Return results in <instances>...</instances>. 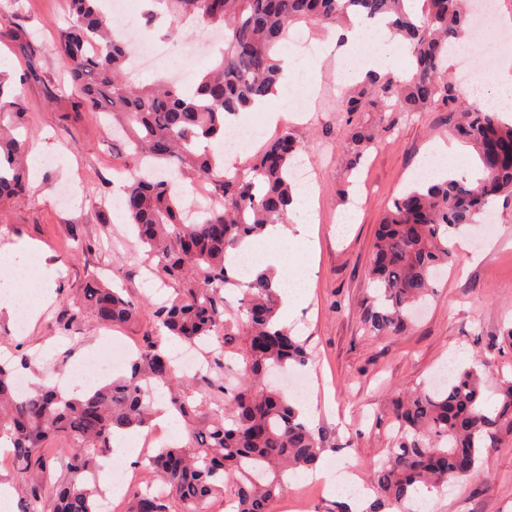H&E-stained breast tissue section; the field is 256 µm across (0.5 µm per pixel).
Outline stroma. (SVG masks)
I'll return each mask as SVG.
<instances>
[{"label": "stroma", "mask_w": 512, "mask_h": 512, "mask_svg": "<svg viewBox=\"0 0 512 512\" xmlns=\"http://www.w3.org/2000/svg\"><path fill=\"white\" fill-rule=\"evenodd\" d=\"M66 20L60 0H0V69L19 80L29 145L39 150L24 163L40 173L22 200L0 205V249L31 241L48 264L62 266L51 287L53 298L35 325L24 324L20 308L11 317L0 314V361L16 366L18 376L35 385L52 384L62 374L79 379L90 354L109 358L113 375H120L127 363L121 344H135L151 329L154 304L169 295L143 267L145 254L119 218L121 193L113 175L124 158L106 117L77 106L75 96L56 93L63 74L56 35ZM23 30L34 33V42L20 39ZM195 33L190 21L175 37L168 36L162 20L145 29L147 37L166 42L171 64L187 66L193 83L206 66L186 65L182 46ZM290 64L287 93L270 102L286 118L267 125L265 133L269 139L293 133L302 145L300 158L313 171L314 213L306 215L298 204L290 218L310 232V301L290 327L312 353L301 373L319 402L312 427L326 437L321 465L333 472L352 466L366 476L395 446L388 423L391 401L453 367L449 350L463 353L466 367L490 361L489 387L499 378L512 379V350L500 349L498 340L502 328L512 325V203L493 201V224L462 231L467 251L443 267L433 297L411 324L371 336L364 318L372 305L367 274L377 227L395 199L428 182L424 169L438 160L430 148L453 141L454 118L441 107L399 118L393 131L377 132L374 146L354 167L337 143V108L346 89L338 59L323 53ZM31 69L39 79L27 78ZM348 209L354 217L337 233L336 221ZM103 258L111 266L105 282L138 304L136 320L112 328L87 313L60 333L59 320L75 309ZM24 353L33 361L23 368ZM46 475L56 480L66 470L53 457L29 470L0 460V478L15 490L18 512L28 502L30 485ZM341 498L337 491L299 487L279 499L273 512H326ZM425 505L427 512H512V434L484 453L469 477L435 491Z\"/></svg>", "instance_id": "obj_1"}]
</instances>
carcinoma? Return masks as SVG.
Returning <instances> with one entry per match:
<instances>
[{"mask_svg":"<svg viewBox=\"0 0 512 512\" xmlns=\"http://www.w3.org/2000/svg\"><path fill=\"white\" fill-rule=\"evenodd\" d=\"M169 33L197 20L224 29L219 59L185 90L161 77L135 84L126 69L130 44L116 35L102 0H69L68 27L57 37L71 90L82 106L105 112L122 133L125 157L132 163L121 186L122 204L138 242L158 259L151 272L173 296L154 307L155 330L143 337L130 373L91 390L62 393L39 385L17 391L14 369L0 363V440L13 458L33 466L56 453L49 444L70 448V477L30 487L28 512H97L94 476L112 451L118 430H141L156 415L152 391L159 387L185 426L182 441L159 448L149 458L162 489L136 491L125 512H202L230 489L237 512H273L284 492L288 471L311 469L324 451L325 436L311 429L283 391L268 382L288 367H305L307 346L281 326L280 296L267 272L243 282L230 256L270 224L288 222L294 188L290 173L301 149L288 132L254 158L248 174L228 176L212 148L224 145L229 119L255 101L276 93L283 76L279 45L294 25L334 27L349 15L388 16L393 39L409 48L411 74L366 78L346 99L342 145L361 158L373 143L364 112L393 126L395 113L414 115L438 101L459 114L454 135L477 153L482 177L476 182L447 179L419 185L393 202L380 224L369 281L376 292L365 324L374 336L402 330L414 310L433 294L438 269L456 259L451 237L485 212L492 201H512V121L501 112L468 103L441 81L448 44L470 26L466 0H159ZM26 105L13 92L12 79L0 73V203L26 191L23 155ZM207 182L219 200L186 222L183 195L175 182ZM242 288L237 305L224 297ZM80 306L97 321L124 326L138 309L121 291L91 277ZM171 336L193 344L216 337L224 354L211 359L201 399L194 379L182 375L163 343ZM483 369L460 370L441 389L420 388L395 399L396 452L373 472L378 498L362 512L407 507L424 486L440 489L473 473L481 456L512 433V380L501 381L494 404L487 403Z\"/></svg>","mask_w":512,"mask_h":512,"instance_id":"carcinoma-1","label":"carcinoma"}]
</instances>
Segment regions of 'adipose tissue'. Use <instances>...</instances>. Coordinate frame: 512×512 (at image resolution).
<instances>
[{
    "label": "adipose tissue",
    "mask_w": 512,
    "mask_h": 512,
    "mask_svg": "<svg viewBox=\"0 0 512 512\" xmlns=\"http://www.w3.org/2000/svg\"><path fill=\"white\" fill-rule=\"evenodd\" d=\"M330 40L338 45L344 57L355 58L354 66L345 72L346 82L352 83L367 71L381 74L400 73L402 61L396 44L388 38L387 21L373 20L371 25L354 24L352 27L333 32ZM245 249L259 253L258 270L274 274V284L281 295L278 311L280 323L292 322L306 305L310 251L303 233L285 224L269 225L262 238L245 242ZM35 286L36 292L29 305L30 317H37L50 301L52 293L45 278L44 264L24 270L12 281L0 283V311H13L23 287Z\"/></svg>",
    "instance_id": "ef3b65f1"
}]
</instances>
